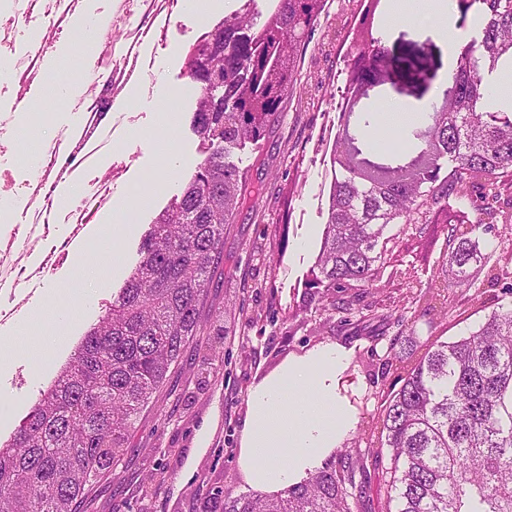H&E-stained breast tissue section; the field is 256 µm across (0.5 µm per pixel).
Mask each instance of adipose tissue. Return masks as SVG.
Returning a JSON list of instances; mask_svg holds the SVG:
<instances>
[{"label":"adipose tissue","instance_id":"adipose-tissue-1","mask_svg":"<svg viewBox=\"0 0 512 512\" xmlns=\"http://www.w3.org/2000/svg\"><path fill=\"white\" fill-rule=\"evenodd\" d=\"M448 0H395L391 27L428 25L456 56L469 34L450 23ZM347 355L326 343L254 389L243 426L240 465L254 488L276 493L300 482L351 429L349 407L337 389Z\"/></svg>","mask_w":512,"mask_h":512}]
</instances>
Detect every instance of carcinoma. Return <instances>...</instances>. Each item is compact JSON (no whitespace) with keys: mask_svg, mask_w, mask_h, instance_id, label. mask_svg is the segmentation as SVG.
Here are the masks:
<instances>
[{"mask_svg":"<svg viewBox=\"0 0 512 512\" xmlns=\"http://www.w3.org/2000/svg\"><path fill=\"white\" fill-rule=\"evenodd\" d=\"M272 11L230 13L224 52L202 41L187 76L223 82L197 97L192 129L201 161L155 214L124 284L79 337L56 377L11 435L0 441V512H80L82 498L128 452L140 415L154 403L185 347L201 333L210 273L247 192L232 150L261 141L291 80L270 60L305 47L324 0H276ZM473 12L477 35L449 73L453 94L412 131L414 159L362 163L338 134L334 174L319 214L324 229L304 272L311 301L347 316L365 289L391 280L400 235L442 224L448 251L443 287L415 293L426 308L442 293L485 307L481 283L508 278L504 256L482 252L499 222L512 223V108L488 95L512 77V0H449ZM364 44L348 67L349 92L376 71L381 37L362 15ZM468 196L471 219L451 201ZM401 386L363 417L362 436L388 460L379 490L384 512H512V306H500L466 336L394 353ZM358 453L343 448L300 483L276 494L224 493L222 512H358L364 481Z\"/></svg>","mask_w":512,"mask_h":512,"instance_id":"cac0c4a2","label":"carcinoma"}]
</instances>
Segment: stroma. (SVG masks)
<instances>
[{
	"instance_id": "35a3bbf8",
	"label": "stroma",
	"mask_w": 512,
	"mask_h": 512,
	"mask_svg": "<svg viewBox=\"0 0 512 512\" xmlns=\"http://www.w3.org/2000/svg\"><path fill=\"white\" fill-rule=\"evenodd\" d=\"M102 6V0H89L86 12L74 16L70 32L42 60L44 71H66L94 46L100 34L84 31L83 23L87 12ZM357 12L355 0H324L323 12L296 63L297 83L286 96L278 120L258 145L234 152V162L248 173V192L233 224L224 229V253L201 308L200 340L185 349L155 407L140 419L129 452L115 464L109 478L94 486L81 512H200L206 498L246 491L249 484L238 459L248 397L288 361L324 343L346 349L349 365L341 374L338 393L350 402L353 415L364 410L376 413L398 383L396 371L385 368L392 359L393 338L422 344L460 336L477 327L485 310L512 301L501 286L487 285L484 310L454 299L417 314L415 323L381 325L378 315L395 312L404 285L437 283L447 247L443 235L432 229L422 238L404 235L398 246L399 284L368 289L360 312L351 315L342 331L325 328V311L310 303L304 288L283 287L280 265L298 264L304 256L299 242L306 234L317 236L322 231L312 202L323 169L318 132L331 117L333 97L328 83L361 43ZM374 25L384 30L392 78L368 90L359 112L373 111L387 96L412 104L425 101L448 68L446 43L427 28H387L379 18ZM153 55L161 85L131 91L129 101L137 120L97 159L98 164L107 165L135 156L132 177L140 182V194L148 202L127 213L133 233L105 236L97 249L83 252L73 267L45 280L28 312L10 332L15 363L36 366L37 354L48 348L54 351V363L66 359L76 341L75 327L59 325L53 306L73 302L78 289L86 285V268L110 269L116 256L123 264L134 262L160 197L177 193L182 178L200 160L198 138L190 128L195 85L184 73L176 43L155 45ZM166 88L180 91L183 106L171 105L162 94ZM33 97L52 120L44 129L20 122L9 126V135L18 143L13 164L22 175L32 169L35 151L45 139L85 123L88 117L77 104L57 105L50 85L36 87ZM168 118L173 121L170 132L179 156L173 173L165 170L163 145L145 139L146 133ZM287 209L302 214L303 225L285 233L279 218ZM38 391V384L32 382L13 388L8 370L0 369V434L13 430ZM342 442L358 449L371 487L359 512H380L376 489L386 458L362 440L360 426H353Z\"/></svg>"
}]
</instances>
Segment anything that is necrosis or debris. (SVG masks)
<instances>
[{
	"label": "necrosis or debris",
	"instance_id": "obj_1",
	"mask_svg": "<svg viewBox=\"0 0 512 512\" xmlns=\"http://www.w3.org/2000/svg\"><path fill=\"white\" fill-rule=\"evenodd\" d=\"M81 0H0V73L13 78L12 110L30 126L45 122L46 115L30 108V91L43 83L44 71L37 61L53 48ZM178 0H110L106 18L110 36L98 40L86 66L67 80L74 96H61V103L76 98L86 103L92 120L84 126L62 130L41 144L35 169L16 179L8 165L14 141L0 118V223L10 225L0 232V308L8 316L25 314L35 293L49 275L74 264L82 242L98 229L111 209L115 188L125 183L130 162L99 167L87 175L84 157L97 135L108 129H124L130 91L153 79L154 60L130 51L127 39L144 45L153 40H176L181 59H188L197 36L175 37L170 19ZM84 185L69 209L71 222L64 231L48 229L59 206V191L65 183ZM33 214L42 223L41 235H20L14 223L21 214Z\"/></svg>",
	"mask_w": 512,
	"mask_h": 512
}]
</instances>
